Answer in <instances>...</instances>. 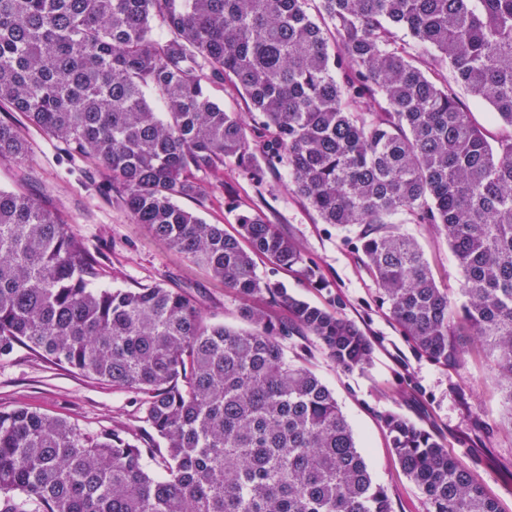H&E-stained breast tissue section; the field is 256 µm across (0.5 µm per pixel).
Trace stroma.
Returning <instances> with one entry per match:
<instances>
[{
    "label": "stroma",
    "instance_id": "obj_1",
    "mask_svg": "<svg viewBox=\"0 0 512 512\" xmlns=\"http://www.w3.org/2000/svg\"><path fill=\"white\" fill-rule=\"evenodd\" d=\"M26 165L0 164V188L22 189L70 224L100 257L106 288L160 284L195 299L212 320L239 328L241 300L223 281L132 223L107 193V182L90 173L86 161L69 156L40 130L28 128ZM227 189L181 199L185 209L207 223L236 234L237 217L262 208L268 220L295 241L316 266L315 278L255 260L260 278L283 283L290 293L315 304L341 301V311L372 339L374 350L364 368L334 364L316 339L305 346L291 342L289 360L309 368L334 394L355 432L373 480L386 490L393 512H426L421 490L404 474L390 446L383 417L403 415L441 439L449 453L480 475L487 494L502 512H512V391L493 368L492 357L465 340L463 368L443 367L418 353L403 336L378 298L373 277L351 249L349 231L322 223L317 213L289 191L287 175L270 178L264 189L238 176L235 163L224 167ZM421 246L436 281L462 304L461 275L446 239L420 224L402 225ZM25 406L60 416L82 431L95 433L135 423L136 393L112 387L74 370L50 363L29 348L0 360V409Z\"/></svg>",
    "mask_w": 512,
    "mask_h": 512
}]
</instances>
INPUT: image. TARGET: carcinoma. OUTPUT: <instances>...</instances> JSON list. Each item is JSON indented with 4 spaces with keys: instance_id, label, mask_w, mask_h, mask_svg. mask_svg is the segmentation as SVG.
<instances>
[{
    "instance_id": "obj_1",
    "label": "carcinoma",
    "mask_w": 512,
    "mask_h": 512,
    "mask_svg": "<svg viewBox=\"0 0 512 512\" xmlns=\"http://www.w3.org/2000/svg\"><path fill=\"white\" fill-rule=\"evenodd\" d=\"M214 82L252 124L211 100ZM1 109L24 125L0 118V163L27 162L23 127L51 136L233 289L248 327L174 288L93 287L105 268L70 224L0 189V358L25 346L144 395L120 431L0 410V512H392L332 392L284 352L312 336L352 370L368 336L340 302L257 276L256 256L314 275L262 211L229 235L178 204L208 177L224 192L228 161L259 190L286 172L323 223L359 227L354 250L414 347L461 368L460 338L489 345L512 401V0H0ZM399 224L447 239L461 307ZM384 424L427 512H501L438 439ZM208 94L215 102L224 105V109L240 113L241 117L249 121V104L238 94L233 87L226 83H212L207 85ZM463 101L472 111V119L474 122L484 127L485 133L489 138H496L500 133V127L490 120V112H487L486 107L476 103L468 96H464Z\"/></svg>"
}]
</instances>
